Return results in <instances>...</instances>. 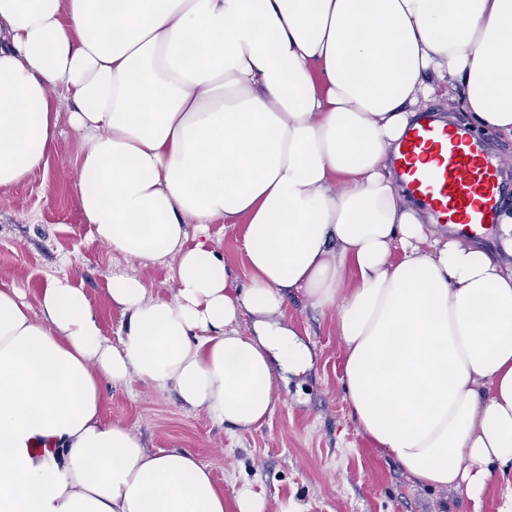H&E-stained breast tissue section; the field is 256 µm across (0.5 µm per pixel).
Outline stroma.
<instances>
[{
	"instance_id": "1",
	"label": "stroma",
	"mask_w": 512,
	"mask_h": 512,
	"mask_svg": "<svg viewBox=\"0 0 512 512\" xmlns=\"http://www.w3.org/2000/svg\"><path fill=\"white\" fill-rule=\"evenodd\" d=\"M76 139L60 137L48 166L0 189V280L34 300L48 276L69 273L96 309L102 333L116 339L122 323L113 306V275L142 278L152 296L174 291L170 256L142 263L112 251L85 224L74 188ZM213 246L232 275L246 279L245 227L213 224ZM288 322L308 345L305 374H277V402L261 427L240 432L205 412L181 406L175 393L134 381L105 384L103 412L136 432L144 447L186 449L207 464L225 497L250 486L265 512H472L464 490L437 491L420 483L391 457L378 453L354 418L342 387L343 348L332 313L289 296Z\"/></svg>"
}]
</instances>
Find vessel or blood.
I'll list each match as a JSON object with an SVG mask.
<instances>
[{
    "label": "vessel or blood",
    "instance_id": "obj_1",
    "mask_svg": "<svg viewBox=\"0 0 512 512\" xmlns=\"http://www.w3.org/2000/svg\"><path fill=\"white\" fill-rule=\"evenodd\" d=\"M501 156L463 124L436 114L419 116L405 133L396 160L399 184L436 223L478 235L495 224L505 193Z\"/></svg>",
    "mask_w": 512,
    "mask_h": 512
}]
</instances>
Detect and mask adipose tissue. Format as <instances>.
Instances as JSON below:
<instances>
[{
    "label": "adipose tissue",
    "instance_id": "ef3b65f1",
    "mask_svg": "<svg viewBox=\"0 0 512 512\" xmlns=\"http://www.w3.org/2000/svg\"><path fill=\"white\" fill-rule=\"evenodd\" d=\"M440 91L512 139V0H0V189L68 122L94 236L178 258L170 299L113 277L115 342L72 276L33 302L0 281V512H263L107 421L102 385L252 430L277 371L311 365L283 322L294 293L335 311L374 447L482 512L512 478V263L432 229L393 172ZM218 222L244 223L248 282L212 246Z\"/></svg>",
    "mask_w": 512,
    "mask_h": 512
}]
</instances>
